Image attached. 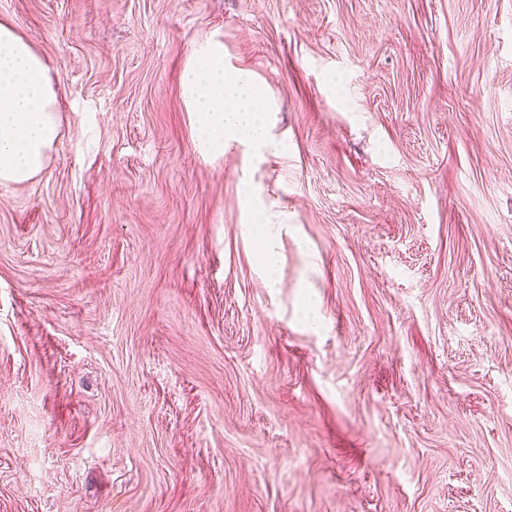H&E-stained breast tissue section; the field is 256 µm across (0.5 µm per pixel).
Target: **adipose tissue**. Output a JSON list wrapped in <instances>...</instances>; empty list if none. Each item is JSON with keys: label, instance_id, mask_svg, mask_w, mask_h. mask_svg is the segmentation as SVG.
<instances>
[{"label": "adipose tissue", "instance_id": "ef3b65f1", "mask_svg": "<svg viewBox=\"0 0 512 512\" xmlns=\"http://www.w3.org/2000/svg\"><path fill=\"white\" fill-rule=\"evenodd\" d=\"M56 83L16 24L0 19V185L29 182L46 167L59 134ZM181 84L201 148L220 152L242 141L255 153L264 151L268 91L245 73L225 69L223 44L196 47Z\"/></svg>", "mask_w": 512, "mask_h": 512}]
</instances>
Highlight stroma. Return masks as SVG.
<instances>
[{
	"instance_id": "obj_1",
	"label": "stroma",
	"mask_w": 512,
	"mask_h": 512,
	"mask_svg": "<svg viewBox=\"0 0 512 512\" xmlns=\"http://www.w3.org/2000/svg\"><path fill=\"white\" fill-rule=\"evenodd\" d=\"M0 19L60 108L0 185V512H512V0ZM212 36L274 100L264 157L195 143Z\"/></svg>"
}]
</instances>
